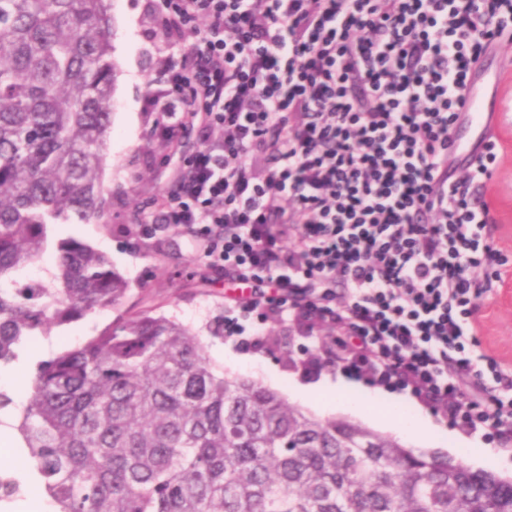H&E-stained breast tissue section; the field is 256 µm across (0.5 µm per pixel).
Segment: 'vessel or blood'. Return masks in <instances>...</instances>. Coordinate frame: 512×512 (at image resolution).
<instances>
[{
  "mask_svg": "<svg viewBox=\"0 0 512 512\" xmlns=\"http://www.w3.org/2000/svg\"><path fill=\"white\" fill-rule=\"evenodd\" d=\"M499 73H492L490 84L470 81L464 91L462 117L452 135L449 158L456 166L465 167L483 144L488 128L493 127L496 114L492 108L493 93L500 89Z\"/></svg>",
  "mask_w": 512,
  "mask_h": 512,
  "instance_id": "vessel-or-blood-1",
  "label": "vessel or blood"
}]
</instances>
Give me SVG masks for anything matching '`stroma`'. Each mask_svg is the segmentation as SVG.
I'll list each match as a JSON object with an SVG mask.
<instances>
[{"label": "stroma", "instance_id": "1", "mask_svg": "<svg viewBox=\"0 0 512 512\" xmlns=\"http://www.w3.org/2000/svg\"><path fill=\"white\" fill-rule=\"evenodd\" d=\"M157 7L158 0H110L112 55L118 71L103 172V214L87 224L57 225L54 231L55 238H74L106 254L129 278L130 289L117 309L96 311L53 328L49 336L33 337L21 354L35 355L45 345L54 354L77 347L122 315L162 314L201 336L217 370L260 381L320 417L347 416V409L336 403L337 393L362 391L373 402L367 413L357 415V422L387 434L391 428L380 415L388 408L419 412L432 433L412 443L414 452L449 453L472 468L512 477V440L468 433L398 383L347 374L335 360L350 352L344 329L328 322L309 328L293 318L281 319L266 305L242 307L236 301L240 284L207 263L200 244L185 228L151 223L163 193L176 182L181 156L196 146L194 137L161 133L169 73L182 58L159 47L160 35L148 23ZM495 58L505 72L502 124L497 130L501 150L491 182L498 227L490 235L497 259L483 269L492 286L477 300L482 330L468 338L466 352L475 359L494 351L504 369L512 371V46L496 51ZM220 316L226 322L224 336L218 339L210 336L208 326Z\"/></svg>", "mask_w": 512, "mask_h": 512}]
</instances>
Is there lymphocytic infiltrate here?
I'll return each mask as SVG.
<instances>
[{
    "instance_id": "obj_1",
    "label": "lymphocytic infiltrate",
    "mask_w": 512,
    "mask_h": 512,
    "mask_svg": "<svg viewBox=\"0 0 512 512\" xmlns=\"http://www.w3.org/2000/svg\"><path fill=\"white\" fill-rule=\"evenodd\" d=\"M160 2L154 25L188 62L169 77L163 132L192 127L201 145L157 223L206 241L249 303L345 329L352 375L398 379L469 431L512 433L511 400L463 389L474 271L496 254L481 234L496 136L448 173L461 88L512 45V0Z\"/></svg>"
}]
</instances>
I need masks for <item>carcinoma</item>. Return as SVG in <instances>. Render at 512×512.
Masks as SVG:
<instances>
[{
  "mask_svg": "<svg viewBox=\"0 0 512 512\" xmlns=\"http://www.w3.org/2000/svg\"><path fill=\"white\" fill-rule=\"evenodd\" d=\"M107 2L0 0V367L129 290L104 253L52 236L103 208ZM50 246V281L16 287ZM16 429L55 512H512V478L219 373L200 336L148 312L40 362Z\"/></svg>",
  "mask_w": 512,
  "mask_h": 512,
  "instance_id": "obj_1",
  "label": "carcinoma"
}]
</instances>
